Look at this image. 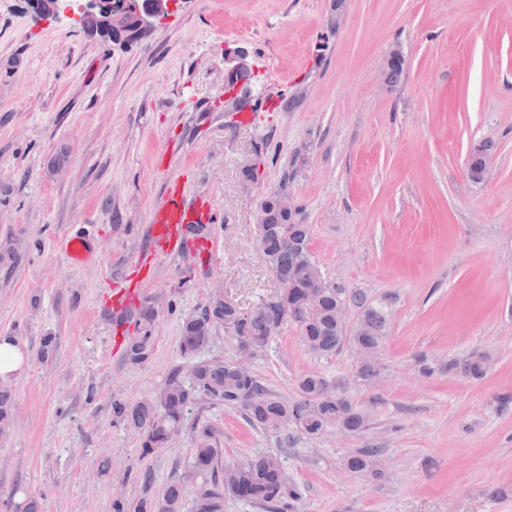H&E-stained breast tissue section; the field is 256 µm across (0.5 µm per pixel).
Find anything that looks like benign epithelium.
Segmentation results:
<instances>
[{"label":"benign epithelium","mask_w":512,"mask_h":512,"mask_svg":"<svg viewBox=\"0 0 512 512\" xmlns=\"http://www.w3.org/2000/svg\"><path fill=\"white\" fill-rule=\"evenodd\" d=\"M176 5V0H138L130 9L120 8L114 0H77V7L64 3V0H32L29 14L36 24L56 21L60 14L72 13V19L81 27L87 21L96 22V29L90 31L95 36L100 32L126 30L135 26L137 36L129 37L125 43L132 44L140 37L153 31L157 22L167 17ZM246 55L243 51L229 46L224 47V72L228 90L225 91L224 111L239 113L249 103L248 91L243 83L247 71Z\"/></svg>","instance_id":"obj_1"}]
</instances>
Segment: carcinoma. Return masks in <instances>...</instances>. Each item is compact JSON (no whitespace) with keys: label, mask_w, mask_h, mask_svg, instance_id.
<instances>
[{"label":"carcinoma","mask_w":512,"mask_h":512,"mask_svg":"<svg viewBox=\"0 0 512 512\" xmlns=\"http://www.w3.org/2000/svg\"><path fill=\"white\" fill-rule=\"evenodd\" d=\"M310 237L309 225L280 216L268 225L264 256L279 276L300 283L322 279L325 287L314 289L309 298L295 291L289 297L270 299L246 316L225 301L222 292L213 293L201 312L182 319L180 349L183 355L193 359L188 368H175L145 401L134 405L120 399L112 401L113 421L141 432V457L156 454L171 431H181L189 411L205 404L240 407L250 424L275 434L290 425L309 437H318L336 427L357 434L368 426L367 416L341 396L338 383L322 374L302 375L298 381L301 399L290 402L267 390L237 359L198 357L212 343L220 323L233 325L237 330V347L248 344L254 356L267 346L274 329L290 322L297 326L307 351L318 358H329L347 344L356 348L381 346L387 330L385 311L367 303L362 295L323 279L309 248ZM341 304L359 309L355 321L347 325L338 321L336 308ZM154 316L153 307L146 304L133 314L143 325L141 336L126 350V356L134 364L143 363L152 355ZM458 367L469 377L481 378L487 372L488 358L474 352L460 365L448 364L450 371ZM11 424L12 392L9 386L1 384V438L9 434ZM191 433L195 448L189 475L171 480L158 501L143 500L137 512H181L190 483L197 485L194 512H224L226 493L271 512H286L285 497L291 490L276 454H258L224 464V449L209 425L196 424L191 427ZM378 453L377 449L351 453L346 457V467L352 472L370 470L378 477L380 472L375 469Z\"/></svg>","instance_id":"cac0c4a2"}]
</instances>
